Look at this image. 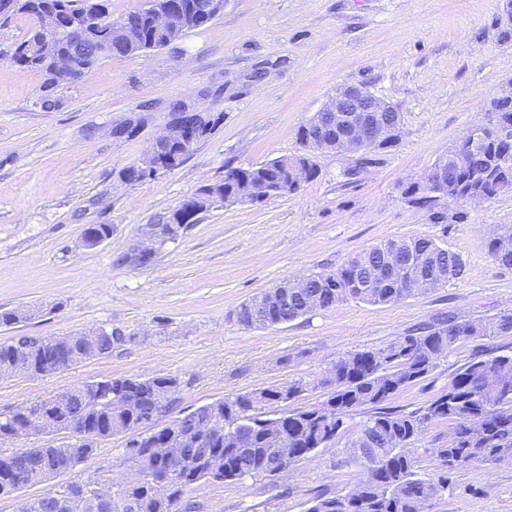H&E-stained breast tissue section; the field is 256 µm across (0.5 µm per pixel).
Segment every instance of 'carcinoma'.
<instances>
[{"label":"carcinoma","mask_w":512,"mask_h":512,"mask_svg":"<svg viewBox=\"0 0 512 512\" xmlns=\"http://www.w3.org/2000/svg\"><path fill=\"white\" fill-rule=\"evenodd\" d=\"M68 19L88 23L87 48L95 54L88 61L93 66L103 58L126 56V49L116 39L106 0H100L96 11L88 9L90 0H62ZM512 0H506L502 17L496 25L499 37L512 42ZM207 22L189 15L185 30L175 36L156 34L148 14L139 21V36L149 50L162 49L169 42L179 41L186 32L204 27ZM35 39L28 31L13 46L11 57L20 66H34L28 55L29 44ZM488 123L482 126L483 137L474 149L483 161L482 169H467L468 159L457 149L448 150V164L461 169L451 189H425L413 183L406 190L409 203L426 208L436 223H460L466 213L460 207L468 197L479 193L488 199L512 193V99L493 100L487 108ZM304 152L293 157H279L247 168H230L224 181L215 185L214 198L224 199V192L250 178H268L279 189L290 183L289 168L297 161L309 171V179L317 176L314 155L319 151L336 150V133L326 139L317 137L310 126L298 132ZM512 241V225L501 227L498 235L486 243L488 254L499 265L512 268V248L504 247V240ZM410 252L424 268L436 266L448 269L445 278H432L424 292L443 287L465 274V263L453 251L442 249L433 239L415 237L392 240L372 246L347 261L335 271L313 272L305 285L288 294V302L270 316V321L284 323L309 314L304 309L311 298L320 301L323 309L351 297L372 305H385L409 296L408 289L397 282L368 284L372 270L387 252ZM512 335V312L493 317L459 322L450 317L417 327L387 347L378 350L350 352L338 359L329 371V384L334 390L315 407L289 409L278 417L263 415L262 409L273 403L293 400L303 392V384L293 382L287 386H274L257 393L234 394L222 400L201 406L163 425L162 434L177 438L180 424L222 421L238 430L247 427L252 439L247 449L234 447L232 435L227 440L217 439L210 448L218 451L215 464L198 448H183L185 468L176 482L160 484L140 479L160 468V461L152 448L156 442L154 427L142 429V420L149 412L161 417L172 411L173 403L166 402L160 409L151 410L150 404L158 390L178 382L174 376H155L140 379L136 376L87 382L72 387L56 396L22 405L0 418V432L18 423H37L44 428L58 423L74 422L73 429L85 431L88 436L78 445L64 448H26L32 469L25 477V485L47 482L57 475L73 470L79 463L91 458L98 443L116 433L137 431L138 446L127 447L126 460L135 467V477L116 489L120 503L130 502L134 512H169L173 501L184 500L185 494L202 481L226 482L244 478L268 479L271 474L269 456L276 447L274 426L281 425L294 440L293 464L316 448L327 444L326 430L321 426L325 414L342 418L364 407L370 409L357 436L350 442L352 460L361 469L357 487L345 496L315 498L308 512H424L426 502L448 486L447 473L455 469L478 467L488 463H512V355H497L482 359L474 357L451 377L448 387L428 401L427 405L409 412L387 406V402L408 387L425 380L437 361L458 346L477 340ZM110 330L104 331L99 342L91 346L85 357L70 360L58 352L54 338H33L28 344V356L34 362L33 374L41 375L67 370L95 357L112 354ZM117 403L109 408L110 402ZM448 420L455 424L448 446L433 449L440 464V473L421 477L411 452L428 424ZM102 476L67 484L61 490H50L31 500V512H66L62 503L69 491L79 486L92 488Z\"/></svg>","instance_id":"cac0c4a2"}]
</instances>
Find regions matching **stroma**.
<instances>
[{"mask_svg": "<svg viewBox=\"0 0 512 512\" xmlns=\"http://www.w3.org/2000/svg\"><path fill=\"white\" fill-rule=\"evenodd\" d=\"M505 0H226L220 17L175 44L105 58L40 104L45 77L11 59L29 22L0 28V312L29 317L0 326L17 336L118 329L111 355L59 373L0 375V417L74 385L124 376L178 378L174 414L292 382L293 407L331 392L325 380L347 353L380 349L414 327L452 315L486 318L512 310V269L488 255L491 231L512 224V193L467 207L461 224L434 223L404 194L472 127L512 80V43L495 22ZM366 84L402 114L391 148L358 156L316 153L315 179L261 202L217 204L161 240L152 226L230 167L301 154L298 130L342 85ZM183 103L214 118L177 167L137 182L139 164ZM135 128L114 137V127ZM107 224L90 246L84 231ZM429 237L459 253L463 277L395 303L347 298L274 328H245L234 310L283 279L333 271L371 245ZM147 246L151 263L125 254ZM512 353V336L467 343L392 406L426 405L471 357ZM348 417L336 438L272 483L245 478L198 483V512H308L318 494L343 496L360 479L348 446L365 421ZM128 434L46 483L0 497L14 512L69 482L103 473L131 478ZM425 512H512V463L451 472Z\"/></svg>", "mask_w": 512, "mask_h": 512, "instance_id": "1", "label": "stroma"}]
</instances>
